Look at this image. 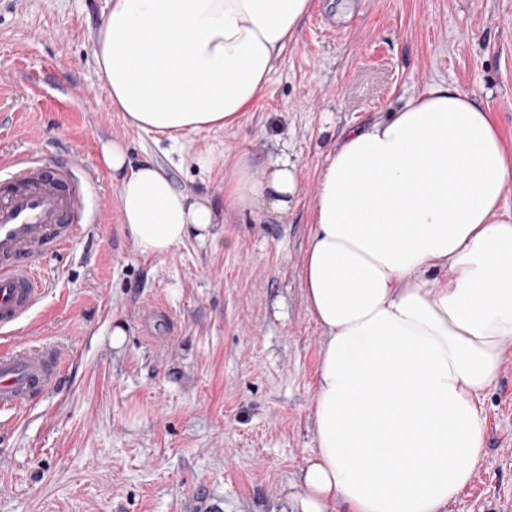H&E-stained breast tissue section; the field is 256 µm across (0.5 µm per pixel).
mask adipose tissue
<instances>
[{
	"label": "adipose tissue",
	"mask_w": 512,
	"mask_h": 512,
	"mask_svg": "<svg viewBox=\"0 0 512 512\" xmlns=\"http://www.w3.org/2000/svg\"><path fill=\"white\" fill-rule=\"evenodd\" d=\"M311 0H106L92 46L112 111L175 135L235 125L270 86ZM139 252L287 219L298 173L238 157L224 202L101 146ZM512 143L475 95L431 83L348 128L317 177L303 256L324 341L316 446L296 512H448L487 455L481 397L512 341Z\"/></svg>",
	"instance_id": "1"
}]
</instances>
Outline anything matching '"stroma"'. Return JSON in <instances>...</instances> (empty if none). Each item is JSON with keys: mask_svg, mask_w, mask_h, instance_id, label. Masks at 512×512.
<instances>
[{"mask_svg": "<svg viewBox=\"0 0 512 512\" xmlns=\"http://www.w3.org/2000/svg\"><path fill=\"white\" fill-rule=\"evenodd\" d=\"M105 0H0V156L79 159L103 206L61 254L13 336L58 345L66 378L48 398L0 414V512H288L315 446L312 398L323 333L301 258L317 173L351 124L446 82L478 100L512 142V0H312L267 92L239 123L179 141L109 109L92 55ZM351 25L336 29L332 20ZM124 144L182 192L224 198V169L289 156L298 202L284 224L251 214L221 241L140 254L99 162ZM164 302L157 339L142 309ZM121 326L126 341L112 345ZM487 457L450 512H512V342L482 398Z\"/></svg>", "mask_w": 512, "mask_h": 512, "instance_id": "stroma-1", "label": "stroma"}]
</instances>
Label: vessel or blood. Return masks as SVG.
Instances as JSON below:
<instances>
[{"label":"vessel or blood","instance_id":"1","mask_svg":"<svg viewBox=\"0 0 512 512\" xmlns=\"http://www.w3.org/2000/svg\"><path fill=\"white\" fill-rule=\"evenodd\" d=\"M96 177L72 163L33 154L0 160V332L11 333L44 292L40 263L93 223ZM67 359L59 348H0V412H17L58 386Z\"/></svg>","mask_w":512,"mask_h":512}]
</instances>
